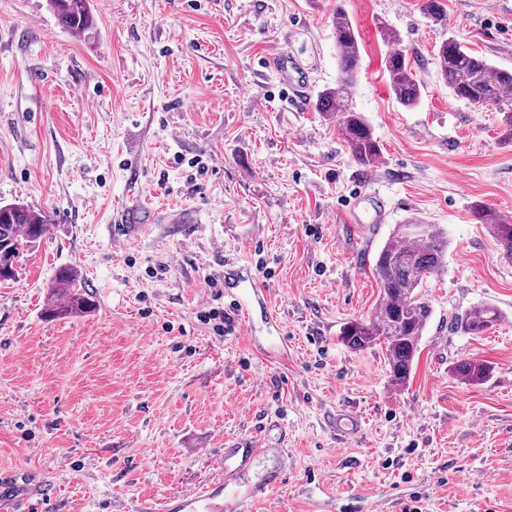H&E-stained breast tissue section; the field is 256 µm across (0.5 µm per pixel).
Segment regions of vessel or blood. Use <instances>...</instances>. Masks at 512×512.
Segmentation results:
<instances>
[{"label": "vessel or blood", "instance_id": "b4317fda", "mask_svg": "<svg viewBox=\"0 0 512 512\" xmlns=\"http://www.w3.org/2000/svg\"><path fill=\"white\" fill-rule=\"evenodd\" d=\"M266 67L287 88L289 105L298 109L304 107L310 83L300 56L280 52L268 59ZM329 426L337 439L344 440L361 430L363 418L356 408L348 407L338 410L330 419ZM268 452L269 447L264 443L254 445L237 440L225 446L219 462L223 478L200 493L166 498L164 512H246V503L263 499L285 481L287 463L282 460L257 484L247 488L241 486L242 474L257 458Z\"/></svg>", "mask_w": 512, "mask_h": 512}]
</instances>
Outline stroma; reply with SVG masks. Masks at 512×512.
Wrapping results in <instances>:
<instances>
[{
    "label": "stroma",
    "instance_id": "obj_1",
    "mask_svg": "<svg viewBox=\"0 0 512 512\" xmlns=\"http://www.w3.org/2000/svg\"><path fill=\"white\" fill-rule=\"evenodd\" d=\"M91 0L73 34L48 0H0V203L50 216L16 282L0 285V476L44 480L50 512H128L220 477L224 442L283 424L285 483L253 512H318L340 498L377 512H512V264L472 209L512 221V144L500 116L453 96L435 52L455 38L512 69V0ZM359 34L349 103L381 145L366 168L315 102L287 106L266 59L293 51L313 94L338 77L333 14ZM400 37L424 89L406 108L380 33ZM385 194L373 223L371 187ZM153 220L130 243L118 210ZM440 225L448 254L423 293L432 316L410 380L381 347L355 351L346 322L371 314L376 252L408 219ZM264 285L249 325L198 313L207 280ZM95 306L52 320L58 270ZM490 305L479 336L453 319ZM491 369L461 381V360ZM365 426L337 443L328 414Z\"/></svg>",
    "mask_w": 512,
    "mask_h": 512
}]
</instances>
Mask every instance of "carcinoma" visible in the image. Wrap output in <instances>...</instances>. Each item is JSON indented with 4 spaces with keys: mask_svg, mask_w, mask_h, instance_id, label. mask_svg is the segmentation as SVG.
Segmentation results:
<instances>
[{
    "mask_svg": "<svg viewBox=\"0 0 512 512\" xmlns=\"http://www.w3.org/2000/svg\"><path fill=\"white\" fill-rule=\"evenodd\" d=\"M59 24L74 34H85L93 28L89 0H49ZM420 12L435 21L445 17L443 0H420ZM383 39L394 45L384 61L389 88L395 100L404 107L415 106L423 84L410 59L398 48L396 32L380 25ZM334 34L338 49L339 76L336 86L323 90L317 100V111L336 117L346 147L353 159L363 167L377 163L381 155L379 142L363 116L348 105L349 89L354 84L360 65L359 36L344 10L336 9ZM440 75L459 99L478 106H491L502 115L505 139L512 144V70L502 69L462 48L448 39L438 48ZM473 213L489 229L501 246V258L512 263V222L491 216L477 204ZM50 231L46 215L25 205H0V282H13L18 276L16 262L31 251ZM448 251L447 233L437 224L410 220L397 224L378 251L374 274L380 298L370 316L346 324L342 341L354 350L370 349L381 340L392 380L403 384L410 375L414 359L432 309L420 288L424 280L438 272ZM94 306L80 284L75 269L61 268L51 290V302L45 310L48 318L71 317ZM500 319L490 305L473 308L454 318L456 329L478 336ZM455 373L465 382L479 385L490 374V368L478 361H462Z\"/></svg>",
    "mask_w": 512,
    "mask_h": 512,
    "instance_id": "carcinoma-1",
    "label": "carcinoma"
}]
</instances>
